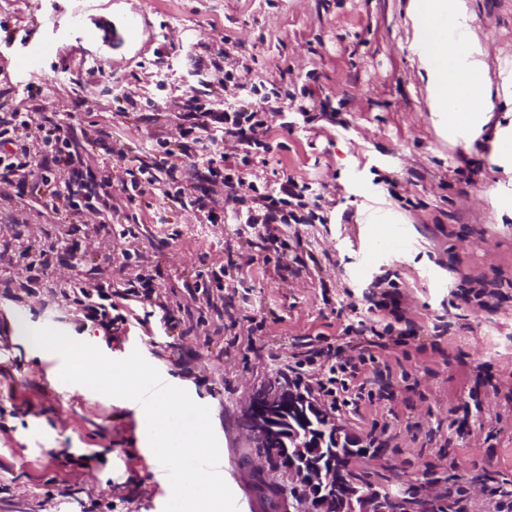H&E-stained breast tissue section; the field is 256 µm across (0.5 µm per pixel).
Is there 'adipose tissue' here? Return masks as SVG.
I'll return each mask as SVG.
<instances>
[{
    "mask_svg": "<svg viewBox=\"0 0 512 512\" xmlns=\"http://www.w3.org/2000/svg\"><path fill=\"white\" fill-rule=\"evenodd\" d=\"M435 15H447L450 33L446 66L432 65L430 91L433 105L440 112H457L464 128L485 123L492 110V94L486 82L483 51L472 44L468 25L460 13L458 0H428Z\"/></svg>",
    "mask_w": 512,
    "mask_h": 512,
    "instance_id": "1",
    "label": "adipose tissue"
}]
</instances>
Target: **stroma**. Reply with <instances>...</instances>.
Segmentation results:
<instances>
[{
  "mask_svg": "<svg viewBox=\"0 0 512 512\" xmlns=\"http://www.w3.org/2000/svg\"><path fill=\"white\" fill-rule=\"evenodd\" d=\"M0 0V104L57 113L75 134L104 131L83 153L85 176L100 175L113 150L150 161L156 137H178L184 90L203 82L188 56L224 50L289 99L271 117L268 151L249 180L300 177L333 206L327 223L282 224L301 234L311 260L301 276L278 269L275 251L250 245L234 220L210 223L149 187L135 201L112 170L110 210L79 225L47 211L31 187L0 185V512H163L171 495L158 476L134 402H116L61 381L57 354L36 349L27 328L50 326L120 360L140 351L168 384L210 410L226 470H267L248 446L240 417L274 366L300 360L308 340L343 344V324H394L401 337L374 349L365 372L389 367L373 402L332 417L381 449L357 474L376 487L413 491L446 504L465 493L462 512H498L483 472L512 481V0H461L486 54L494 110L487 124L448 137L433 112L429 64L415 51V0H132L146 31L116 29L78 43L64 26L91 27L118 0ZM163 49L165 68L154 66ZM40 88L37 102L29 86ZM329 103L341 125L309 129L298 110ZM397 198L379 194L385 180ZM413 208L403 209L400 197ZM384 223H372L375 215ZM133 253L124 259L123 250ZM49 251L40 292L29 296L27 267ZM249 259L246 274L228 254ZM224 271L222 295L190 296L197 275ZM391 275L404 296L400 315L368 312L363 294ZM109 276L120 291L152 283L159 302L190 318L153 336L135 320L105 342L66 299L71 284ZM245 294H237V284Z\"/></svg>",
  "mask_w": 512,
  "mask_h": 512,
  "instance_id": "obj_1",
  "label": "stroma"
}]
</instances>
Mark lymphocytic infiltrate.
Instances as JSON below:
<instances>
[{
    "mask_svg": "<svg viewBox=\"0 0 512 512\" xmlns=\"http://www.w3.org/2000/svg\"><path fill=\"white\" fill-rule=\"evenodd\" d=\"M250 73V67L236 62L215 66L214 83L227 91L244 92L246 103L209 106L202 102L199 90H190L183 99L185 126L179 141H160L159 157L129 169L122 191L132 201L142 194L144 186L151 185L171 201L206 212L209 220H216L222 212L235 215L251 236L273 247L279 262L295 275L301 258L288 256L289 246L275 234L274 227L325 223L326 201L314 192L310 182L291 175L283 176L274 186L245 181L244 169L253 156L268 147L269 114L282 110L279 93L268 89L264 81L250 80ZM218 133L224 136V149L199 154V145ZM177 154L184 156V165L172 163V156ZM80 160L75 138L65 134L52 116L44 114L36 121L24 118L0 127V183L32 181L41 185L45 203L54 211L79 216L100 199L99 183L84 179L78 167ZM202 181L223 186V198L196 195ZM76 301L84 319L98 322L104 336H111L114 326L126 320L105 286L81 289ZM328 372L326 379L316 380L315 389L332 409L347 406L350 396H362L367 381L360 378L358 368H351L341 379L336 376V367H329Z\"/></svg>",
    "mask_w": 512,
    "mask_h": 512,
    "instance_id": "obj_1",
    "label": "lymphocytic infiltrate"
}]
</instances>
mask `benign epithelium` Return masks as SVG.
Returning a JSON list of instances; mask_svg holds the SVG:
<instances>
[{
    "label": "benign epithelium",
    "instance_id": "obj_1",
    "mask_svg": "<svg viewBox=\"0 0 512 512\" xmlns=\"http://www.w3.org/2000/svg\"><path fill=\"white\" fill-rule=\"evenodd\" d=\"M241 428L281 447L278 468L303 490L308 512H391L382 496L345 477L344 465L367 450L307 393L256 388Z\"/></svg>",
    "mask_w": 512,
    "mask_h": 512
}]
</instances>
